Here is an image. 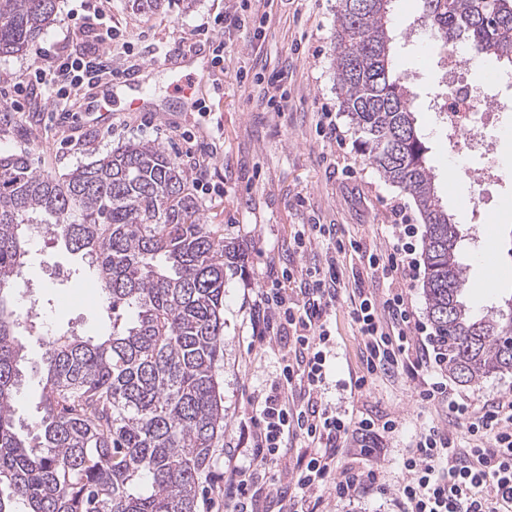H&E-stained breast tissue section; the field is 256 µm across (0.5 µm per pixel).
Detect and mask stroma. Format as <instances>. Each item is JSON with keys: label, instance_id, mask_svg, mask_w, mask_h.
Here are the masks:
<instances>
[{"label": "stroma", "instance_id": "stroma-1", "mask_svg": "<svg viewBox=\"0 0 512 512\" xmlns=\"http://www.w3.org/2000/svg\"><path fill=\"white\" fill-rule=\"evenodd\" d=\"M80 3L59 0L55 20L38 37V45L63 44L71 55L82 54L83 43L75 34ZM228 7V0H195L187 10L176 5L144 16L133 13L127 0H106V19L119 40L112 67L118 72L151 68L147 94L162 103V114L127 111V100L120 94L111 117L89 126L60 119L53 102L36 91L25 94L19 112L0 125V153L25 154L32 167L55 176L126 142L149 140L162 144L191 181L196 174L184 134L194 135L198 148L215 151L205 174L214 190L197 196L201 216L220 235L244 239L247 262L224 288V359L217 370L224 394V444L213 449L202 476L197 512H225L223 447L244 446L254 413L249 398L267 388L280 371L283 346L254 341L250 307L259 289L270 286L283 267L309 266L321 257L319 245L302 255L294 253L300 225L340 224L348 235L381 250L393 207H402L409 218L417 216L412 199L365 160L347 116L339 118L345 148L329 145L317 133L321 108L337 106L331 66L336 0H252L242 26L222 34L224 61L212 63L206 79L197 82L194 106L171 101L172 84L186 82L188 71L163 67L164 57L197 52L211 58V47L196 40L197 27ZM420 14L419 0H396L394 31L407 40L396 53V66L417 95V125L429 148L443 205L451 209L457 198L468 200L465 213L455 217L464 234L459 258L468 267L470 281L487 276L493 280L487 294L471 288L466 300L479 312L497 310L512 298V139L500 146L496 203L482 211L477 181L462 169L466 163L479 168L482 161L469 157L465 143H449L432 110L434 99L447 91V74L438 43L428 34L412 32ZM239 72L244 75L240 81L235 78ZM275 72L282 75L279 91L285 106L280 111L267 104L257 81L258 75ZM488 253L494 256L492 264L481 265V256ZM27 277L33 288L18 293L15 302L19 309L38 313L49 331L73 329L94 339L111 333L112 314L100 305L87 260L52 236L33 245ZM349 306L348 297H341L331 318L335 346L327 361L324 397L352 410L358 419L401 418L400 433L380 434L379 452L372 461L382 479L393 485L403 476L402 457L416 433L430 425H447L463 444L467 427L462 421L449 423L443 405L417 403L414 383L407 379H380L370 390L351 394L349 378L362 370V343ZM22 342V382L14 416L19 435L32 436L41 416L45 347L34 336Z\"/></svg>", "mask_w": 512, "mask_h": 512}]
</instances>
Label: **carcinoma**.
I'll list each match as a JSON object with an SVG mask.
<instances>
[{"instance_id":"obj_1","label":"carcinoma","mask_w":512,"mask_h":512,"mask_svg":"<svg viewBox=\"0 0 512 512\" xmlns=\"http://www.w3.org/2000/svg\"><path fill=\"white\" fill-rule=\"evenodd\" d=\"M152 15L172 0H129ZM393 0H337L331 35L337 105L370 164L414 201L422 284L437 350L458 382L512 371V299L475 313L464 300L462 235L435 190L414 97L392 66ZM437 42L512 67V0H420ZM57 0H0V56L21 54ZM51 234L89 258L112 334L44 338L40 445L15 432L18 336L10 294L28 245ZM244 260L237 238L204 224L176 160L132 142L61 176L0 155V512H196L199 479L224 437L216 375L224 360V286ZM129 320L117 323L121 313Z\"/></svg>"}]
</instances>
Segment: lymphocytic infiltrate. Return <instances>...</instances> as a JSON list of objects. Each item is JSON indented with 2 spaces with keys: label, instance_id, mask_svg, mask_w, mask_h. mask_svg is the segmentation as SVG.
<instances>
[{
  "label": "lymphocytic infiltrate",
  "instance_id": "obj_1",
  "mask_svg": "<svg viewBox=\"0 0 512 512\" xmlns=\"http://www.w3.org/2000/svg\"><path fill=\"white\" fill-rule=\"evenodd\" d=\"M82 25L81 57H65L54 48L38 51L43 64L30 79L50 98L69 101L112 72L104 46L114 41V33L102 28L95 14L84 16ZM417 233L399 210L386 227L388 249L383 254L361 241L345 240L336 224H313L299 231V250L317 242L325 244V254L319 265L305 270L282 269L277 285L262 289L254 302L257 342L284 339L288 345L278 381L269 393L252 398L256 410L247 434L250 453L247 462L231 464L224 479L226 512H256L258 479L287 458L292 437L303 438L310 451L298 457L287 481L273 484L286 512H321L324 494L350 499L366 488L393 495L401 512H512V402L475 409L439 380L432 336L415 320L407 298L408 287L420 276L413 243ZM347 247L365 259L367 268L365 280L355 281L352 289L350 317L363 344L364 370L350 379L351 391H367L384 377H405L418 381L419 402L446 405L451 417L467 422L469 442L464 446L445 428L420 432L403 459L405 474L393 487L380 483L374 470L337 467L336 457L342 443L355 435L361 438L360 455L370 457L374 434L398 431L401 420H358L322 397L333 344L330 319L342 293L343 272L336 255ZM368 280H386L390 286L378 294L365 288ZM291 282L299 283L301 302L290 301Z\"/></svg>",
  "mask_w": 512,
  "mask_h": 512
}]
</instances>
